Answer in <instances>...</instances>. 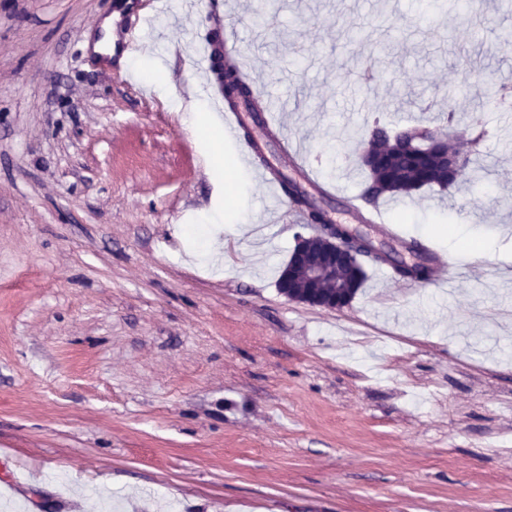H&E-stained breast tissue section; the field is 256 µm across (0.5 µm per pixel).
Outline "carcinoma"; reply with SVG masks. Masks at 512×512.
<instances>
[{
    "mask_svg": "<svg viewBox=\"0 0 512 512\" xmlns=\"http://www.w3.org/2000/svg\"><path fill=\"white\" fill-rule=\"evenodd\" d=\"M476 88L483 94L484 102L490 103L509 94L512 90L503 86L481 72L470 75V79L462 87L463 92ZM224 97L234 108L244 107L250 112L251 120L263 125L261 106L254 97L253 89L247 79L241 75L236 63L224 59ZM432 130L420 128H407L394 132L380 121H375L372 129L365 135L363 144L368 146L371 162L359 164L366 172L367 182L362 197L369 203L376 202L385 196L395 198L410 196L422 188L437 186L445 189L459 181L474 176L475 170L471 156L465 157L464 167L456 175L448 171L441 156L446 145L439 144L432 150L404 151L396 147H387L388 140L394 137L419 139L431 135ZM263 165L273 171L279 181L284 196L295 205L307 211L308 223L328 224L326 213L312 205L309 199L301 193L295 192L294 180L279 169L272 166L263 153H258ZM404 250L413 258L412 264L394 257H380L372 249L362 245L357 247L359 254V267L353 269L348 264L336 266L342 277L345 278L343 287L360 290L366 280V264L381 265L389 263L392 271L402 279L412 281L428 280L432 271L430 250L415 238L402 240Z\"/></svg>",
    "mask_w": 512,
    "mask_h": 512,
    "instance_id": "1",
    "label": "carcinoma"
}]
</instances>
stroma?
Returning <instances> with one entry per match:
<instances>
[{"label":"stroma","instance_id":"1","mask_svg":"<svg viewBox=\"0 0 512 512\" xmlns=\"http://www.w3.org/2000/svg\"><path fill=\"white\" fill-rule=\"evenodd\" d=\"M256 1L224 10L338 224L374 121L512 84V0H260L261 27ZM117 4L0 0V512H512V110L459 96L481 124L442 133L476 181L378 202L449 288L370 264L348 306L294 302L305 212L185 122L205 0H161L134 74L88 53ZM472 88H476L482 92L484 103L487 104L491 103L495 99L507 96L510 91L512 92L511 88L509 89L506 86L498 84L481 72L472 73L469 81L463 85L462 89L448 92V96L445 100L446 112L443 113L446 115L448 124L461 120V116L459 118L457 117L456 98L460 92L466 93Z\"/></svg>","mask_w":512,"mask_h":512}]
</instances>
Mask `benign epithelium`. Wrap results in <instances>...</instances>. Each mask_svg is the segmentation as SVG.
<instances>
[{
	"label": "benign epithelium",
	"instance_id": "7a95c632",
	"mask_svg": "<svg viewBox=\"0 0 512 512\" xmlns=\"http://www.w3.org/2000/svg\"><path fill=\"white\" fill-rule=\"evenodd\" d=\"M336 224H319L314 232L300 235L288 260L282 288L291 301L336 308V301L347 300L315 291L318 284L336 274V253L352 254L355 245L336 233Z\"/></svg>",
	"mask_w": 512,
	"mask_h": 512
}]
</instances>
